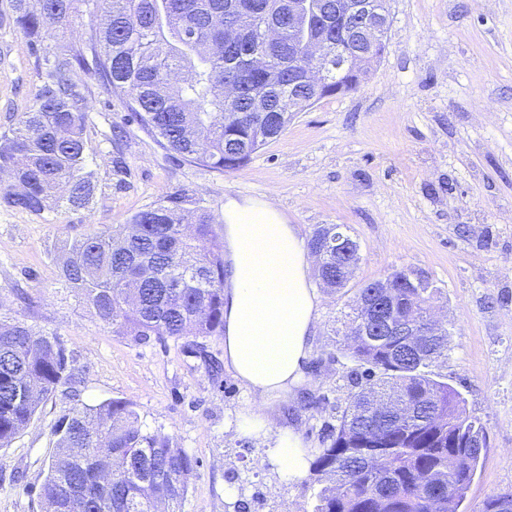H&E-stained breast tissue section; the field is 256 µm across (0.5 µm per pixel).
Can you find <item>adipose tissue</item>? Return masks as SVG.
Here are the masks:
<instances>
[{
	"mask_svg": "<svg viewBox=\"0 0 512 512\" xmlns=\"http://www.w3.org/2000/svg\"><path fill=\"white\" fill-rule=\"evenodd\" d=\"M224 261V359L257 398L290 396L302 380L316 322L306 243L273 202L230 198ZM240 427L267 444L284 481L306 476L313 451L294 430L273 431L254 415Z\"/></svg>",
	"mask_w": 512,
	"mask_h": 512,
	"instance_id": "obj_1",
	"label": "adipose tissue"
}]
</instances>
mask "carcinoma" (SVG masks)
Here are the masks:
<instances>
[{"label": "carcinoma", "instance_id": "cac0c4a2", "mask_svg": "<svg viewBox=\"0 0 512 512\" xmlns=\"http://www.w3.org/2000/svg\"><path fill=\"white\" fill-rule=\"evenodd\" d=\"M75 2L9 0L12 23L46 70L33 109L0 133V171L17 185L0 200L13 209L39 214L54 198L75 210L93 199L86 105L70 80L76 66L93 65L125 93L164 149L220 171L248 163L286 130L288 85L316 102L335 95L315 96L304 81V34L288 27V0H102L90 55L42 52V35L66 29ZM311 3L308 34L336 47L329 0ZM188 202L169 195L63 244L62 279L113 335H224V239L206 208ZM335 237L336 225L319 226L308 242L320 252L316 283L332 293L346 289L359 261L356 243L336 258ZM434 293L407 281L388 293L375 281L358 289L343 348L358 363L348 376L357 391L301 481L311 512H455L465 498L486 431L434 371L448 360V329L430 320ZM364 297L385 307L390 335L371 333ZM407 323L428 333L422 348L401 335ZM71 378L56 335L0 319V448ZM54 434L57 454L41 487L49 512H182L195 462L167 435L143 429L131 403L75 408ZM483 512H512V493L488 498Z\"/></svg>", "mask_w": 512, "mask_h": 512}]
</instances>
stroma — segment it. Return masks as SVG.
Returning <instances> with one entry per match:
<instances>
[{
  "label": "stroma",
  "mask_w": 512,
  "mask_h": 512,
  "mask_svg": "<svg viewBox=\"0 0 512 512\" xmlns=\"http://www.w3.org/2000/svg\"><path fill=\"white\" fill-rule=\"evenodd\" d=\"M386 51L356 89L296 113L246 165L219 171L162 148L130 117L128 99L94 69L71 78L87 106L85 146L96 190L88 208L33 215L0 204V316L57 335L73 367L12 443L0 448V512H45L40 487L53 427L72 408L123 399L143 427L196 462L183 512H307L300 485L241 431L245 415L294 429L321 448L346 408L354 363L344 355L350 295L316 290L311 354L294 393L260 401L230 365L212 374L189 339L116 336L60 280L54 260L74 239L183 193L224 228L229 197L273 200L303 238L346 226L359 245L351 288L406 270L427 280L450 332L437 371L487 430L461 512L512 492V0H388ZM102 13L80 0L48 51L83 47ZM45 80L27 37L0 26V132ZM125 131L114 142L113 128ZM123 169H116L115 160Z\"/></svg>",
  "instance_id": "obj_1"
}]
</instances>
